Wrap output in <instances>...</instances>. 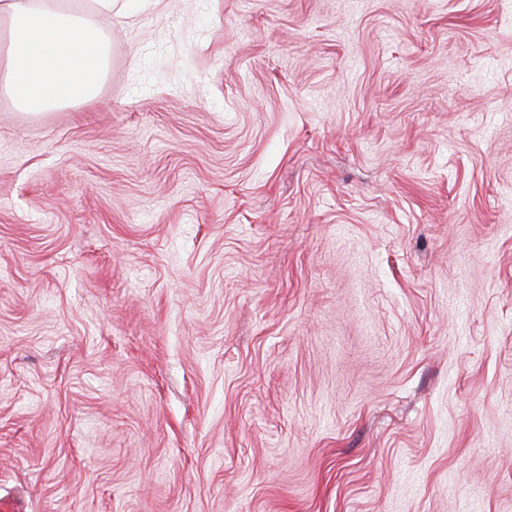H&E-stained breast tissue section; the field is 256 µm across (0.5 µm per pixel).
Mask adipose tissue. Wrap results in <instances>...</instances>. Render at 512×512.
I'll list each match as a JSON object with an SVG mask.
<instances>
[{
  "instance_id": "obj_1",
  "label": "adipose tissue",
  "mask_w": 512,
  "mask_h": 512,
  "mask_svg": "<svg viewBox=\"0 0 512 512\" xmlns=\"http://www.w3.org/2000/svg\"><path fill=\"white\" fill-rule=\"evenodd\" d=\"M76 12L70 0H0V95L40 114L95 98L108 39L96 17L112 0Z\"/></svg>"
}]
</instances>
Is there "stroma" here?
I'll return each instance as SVG.
<instances>
[{
	"mask_svg": "<svg viewBox=\"0 0 512 512\" xmlns=\"http://www.w3.org/2000/svg\"><path fill=\"white\" fill-rule=\"evenodd\" d=\"M0 98V498L512 512V0H124Z\"/></svg>",
	"mask_w": 512,
	"mask_h": 512,
	"instance_id": "obj_1",
	"label": "stroma"
}]
</instances>
